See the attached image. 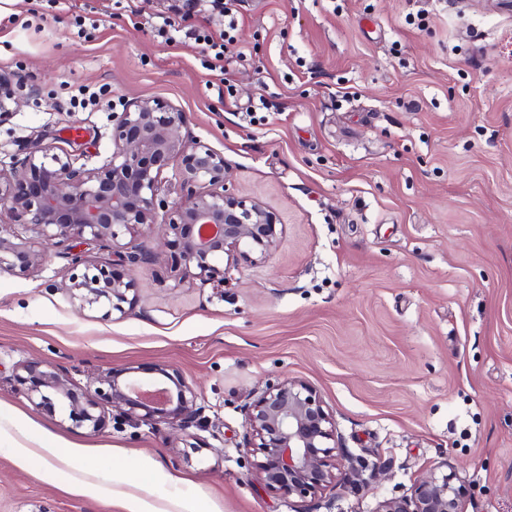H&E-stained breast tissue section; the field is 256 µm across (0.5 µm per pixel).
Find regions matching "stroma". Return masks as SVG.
I'll list each match as a JSON object with an SVG mask.
<instances>
[{"instance_id":"35a3bbf8","label":"stroma","mask_w":512,"mask_h":512,"mask_svg":"<svg viewBox=\"0 0 512 512\" xmlns=\"http://www.w3.org/2000/svg\"><path fill=\"white\" fill-rule=\"evenodd\" d=\"M169 2L0 0V72L39 88L0 123V159L52 143L102 166L113 113L160 98L285 233L267 262L226 270L219 292L177 284L158 227L144 229L136 243L154 259L127 268L139 296L119 319L76 306L61 248L38 273L1 272L0 427L14 414L127 464L154 459L186 479L134 471L160 512L184 496L291 512L251 475L244 406L300 378L368 466L366 490L324 494L312 512H374L444 461L470 489L467 512H512V0H229V95L193 40L157 35ZM84 12L94 24L80 30ZM81 86L96 100L76 112ZM24 362L63 369L77 390L164 365L193 386L200 419L92 434L30 403ZM0 512L123 510L101 470L51 457L21 468L0 451Z\"/></svg>"}]
</instances>
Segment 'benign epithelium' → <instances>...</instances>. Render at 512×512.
I'll use <instances>...</instances> for the list:
<instances>
[{"instance_id": "obj_1", "label": "benign epithelium", "mask_w": 512, "mask_h": 512, "mask_svg": "<svg viewBox=\"0 0 512 512\" xmlns=\"http://www.w3.org/2000/svg\"><path fill=\"white\" fill-rule=\"evenodd\" d=\"M35 93L22 76L0 73V123ZM175 162L186 195L171 205L164 173ZM228 183L224 155L189 137L182 109L157 98L136 100L112 114V155L100 167L77 165L53 143L0 163V223L6 217L34 234L28 242L0 235V272L33 273L45 262L46 243L64 245L72 268L67 289L79 308L122 317L137 300L135 280L89 260L76 245L92 241L121 265L147 264L152 256L133 242L144 227L159 224L166 244L176 248L178 283L222 288L226 267L266 260L284 233L270 207ZM19 370L15 377L35 406H59L91 433L106 426L104 404L115 416L171 429L189 427L200 412L194 388L178 371L160 366L150 373L163 375L165 383L115 370L95 377L81 393L51 365L27 363ZM244 412L254 477L288 499L293 512H308L302 504L327 491L364 487L359 469L336 447V423L310 383L288 378L268 384ZM439 468L410 493L379 501L374 512H465V484L453 465L444 461Z\"/></svg>"}]
</instances>
